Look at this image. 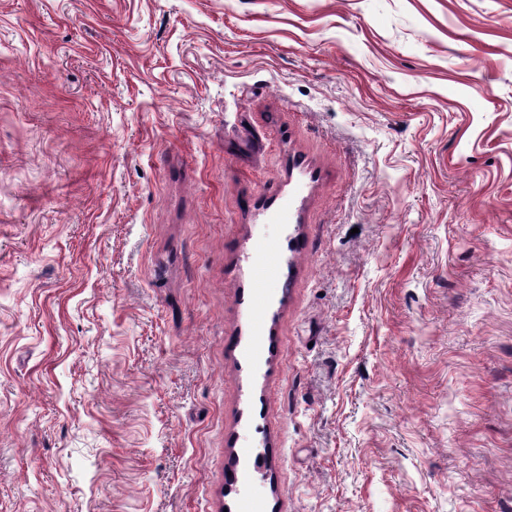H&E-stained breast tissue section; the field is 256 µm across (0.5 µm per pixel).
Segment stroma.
<instances>
[{
	"mask_svg": "<svg viewBox=\"0 0 512 512\" xmlns=\"http://www.w3.org/2000/svg\"><path fill=\"white\" fill-rule=\"evenodd\" d=\"M0 512H512V0H0Z\"/></svg>",
	"mask_w": 512,
	"mask_h": 512,
	"instance_id": "1",
	"label": "stroma"
}]
</instances>
